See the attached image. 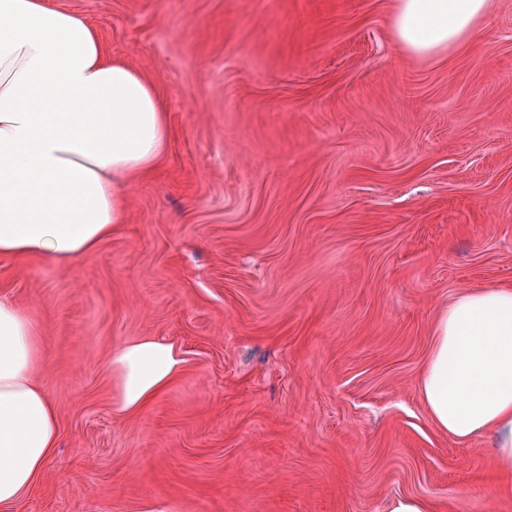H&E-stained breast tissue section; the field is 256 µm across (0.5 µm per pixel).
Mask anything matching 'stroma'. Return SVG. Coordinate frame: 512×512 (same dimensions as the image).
I'll return each mask as SVG.
<instances>
[{
    "instance_id": "35a3bbf8",
    "label": "stroma",
    "mask_w": 512,
    "mask_h": 512,
    "mask_svg": "<svg viewBox=\"0 0 512 512\" xmlns=\"http://www.w3.org/2000/svg\"><path fill=\"white\" fill-rule=\"evenodd\" d=\"M141 69L172 137L127 221L62 265L0 257L59 442L16 512H512L489 436L420 391L440 311L512 284V0L436 57L393 0H51ZM183 373L133 417L114 345Z\"/></svg>"
}]
</instances>
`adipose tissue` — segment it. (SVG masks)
Listing matches in <instances>:
<instances>
[{
    "mask_svg": "<svg viewBox=\"0 0 512 512\" xmlns=\"http://www.w3.org/2000/svg\"><path fill=\"white\" fill-rule=\"evenodd\" d=\"M490 0H394L407 53L471 45ZM171 137L148 77L109 59L81 15L46 0H0V256L63 263L97 251L126 218V192L150 176ZM42 338L0 298V512H13L58 444V411L36 375ZM184 360L169 340L116 345L108 362L116 414L164 395ZM434 425L460 441L491 434L512 473V286L460 293L437 319L420 378Z\"/></svg>",
    "mask_w": 512,
    "mask_h": 512,
    "instance_id": "adipose-tissue-1",
    "label": "adipose tissue"
}]
</instances>
